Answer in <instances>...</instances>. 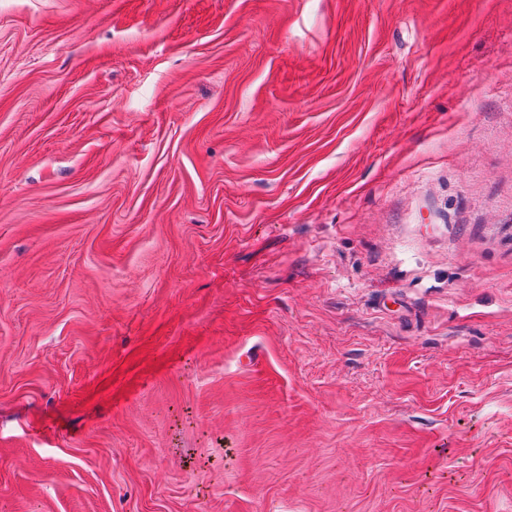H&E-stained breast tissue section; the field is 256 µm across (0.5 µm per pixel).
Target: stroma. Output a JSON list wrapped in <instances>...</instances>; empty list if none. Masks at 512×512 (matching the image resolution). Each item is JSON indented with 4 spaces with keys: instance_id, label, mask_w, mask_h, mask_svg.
Segmentation results:
<instances>
[{
    "instance_id": "35a3bbf8",
    "label": "stroma",
    "mask_w": 512,
    "mask_h": 512,
    "mask_svg": "<svg viewBox=\"0 0 512 512\" xmlns=\"http://www.w3.org/2000/svg\"><path fill=\"white\" fill-rule=\"evenodd\" d=\"M0 512H512V0H0Z\"/></svg>"
}]
</instances>
